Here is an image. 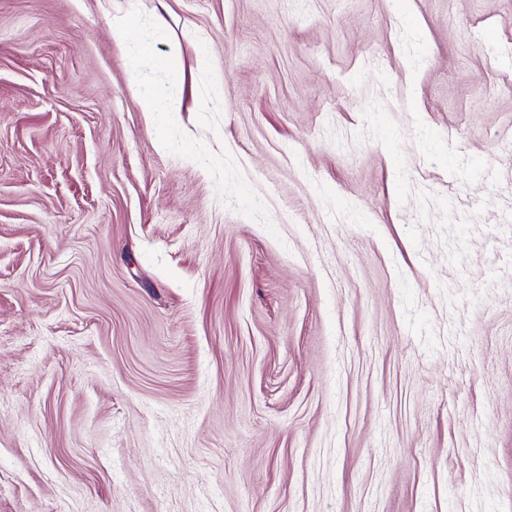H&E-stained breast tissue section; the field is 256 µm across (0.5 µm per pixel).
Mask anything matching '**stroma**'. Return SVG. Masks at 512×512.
Listing matches in <instances>:
<instances>
[{
    "instance_id": "obj_1",
    "label": "stroma",
    "mask_w": 512,
    "mask_h": 512,
    "mask_svg": "<svg viewBox=\"0 0 512 512\" xmlns=\"http://www.w3.org/2000/svg\"><path fill=\"white\" fill-rule=\"evenodd\" d=\"M507 168L512 0H0V512H512Z\"/></svg>"
}]
</instances>
